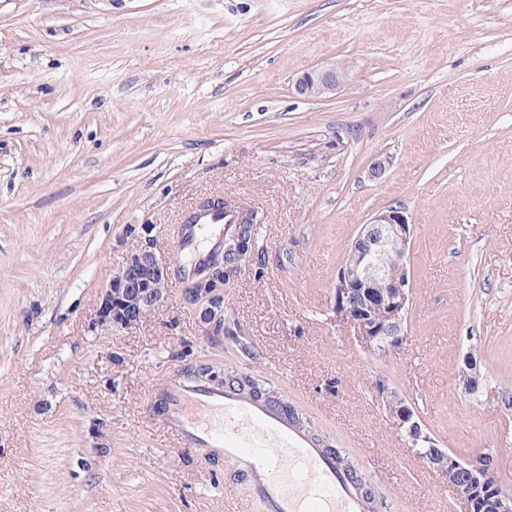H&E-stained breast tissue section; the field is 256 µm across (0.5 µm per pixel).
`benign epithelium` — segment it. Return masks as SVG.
<instances>
[{
    "instance_id": "7a95c632",
    "label": "benign epithelium",
    "mask_w": 512,
    "mask_h": 512,
    "mask_svg": "<svg viewBox=\"0 0 512 512\" xmlns=\"http://www.w3.org/2000/svg\"><path fill=\"white\" fill-rule=\"evenodd\" d=\"M345 84L343 72L334 68H313L300 76L295 92L305 99H323L336 94ZM157 225L140 224L133 234L140 245L129 252L122 265L101 289L93 327L124 329L158 310L168 292V283L179 263L155 250ZM413 225L401 207L374 213L360 225L347 260L334 284L336 322L350 325L366 348L385 352L400 350L408 340L407 315L411 288L407 262ZM234 269L219 267L202 277L189 276L182 296L199 315L210 334L224 326V285L233 279ZM482 375L474 360L461 372L464 390L479 388ZM380 393L390 408L396 428L411 444L425 438L421 421L395 390L381 386ZM425 464L442 474L464 504V512H512V492L496 479L497 456L491 452L474 461H463L444 448L431 447L422 456Z\"/></svg>"
}]
</instances>
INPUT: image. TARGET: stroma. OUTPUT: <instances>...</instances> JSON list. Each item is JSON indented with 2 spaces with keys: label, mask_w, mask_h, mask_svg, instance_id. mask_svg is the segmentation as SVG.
<instances>
[{
  "label": "stroma",
  "mask_w": 512,
  "mask_h": 512,
  "mask_svg": "<svg viewBox=\"0 0 512 512\" xmlns=\"http://www.w3.org/2000/svg\"><path fill=\"white\" fill-rule=\"evenodd\" d=\"M316 65L346 86L297 96ZM206 196L258 213L225 334L175 280L139 325L93 328L132 225L176 258ZM390 206L414 229L409 338L374 353L334 282ZM201 364L307 412L392 512L464 509L381 379L457 458L498 449L512 490V0H0V512H246L243 480L149 404ZM380 389L386 407L390 408L389 414L396 428L405 433L412 445H416L419 440L425 439L426 436L421 421L414 416L404 398L396 390L389 389L386 385H381Z\"/></svg>",
  "instance_id": "obj_1"
}]
</instances>
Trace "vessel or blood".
<instances>
[{
    "instance_id": "1",
    "label": "vessel or blood",
    "mask_w": 512,
    "mask_h": 512,
    "mask_svg": "<svg viewBox=\"0 0 512 512\" xmlns=\"http://www.w3.org/2000/svg\"><path fill=\"white\" fill-rule=\"evenodd\" d=\"M238 221L227 210L198 215L194 223L179 226V253L192 254L200 265L220 258ZM158 401L166 430L245 477L260 512H370L345 468L278 403L245 398L228 383L220 387L187 376L170 380Z\"/></svg>"
}]
</instances>
